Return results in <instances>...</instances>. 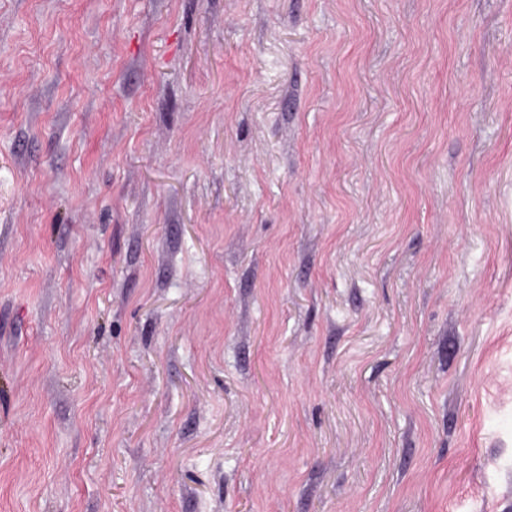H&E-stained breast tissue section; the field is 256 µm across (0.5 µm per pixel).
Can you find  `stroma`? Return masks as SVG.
Returning <instances> with one entry per match:
<instances>
[{"label": "stroma", "mask_w": 512, "mask_h": 512, "mask_svg": "<svg viewBox=\"0 0 512 512\" xmlns=\"http://www.w3.org/2000/svg\"><path fill=\"white\" fill-rule=\"evenodd\" d=\"M0 512H512V0H0Z\"/></svg>", "instance_id": "stroma-1"}]
</instances>
